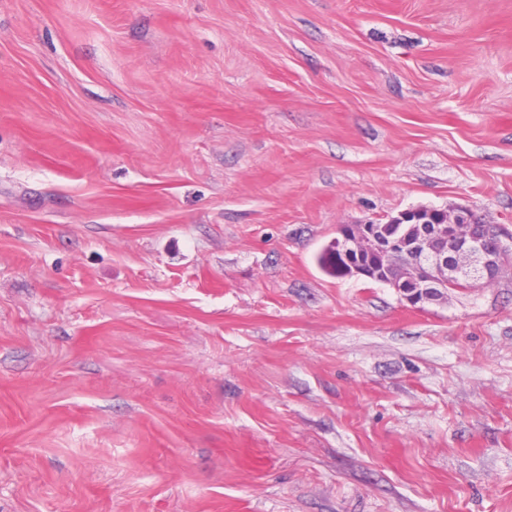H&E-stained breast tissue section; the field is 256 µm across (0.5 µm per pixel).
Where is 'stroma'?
Wrapping results in <instances>:
<instances>
[{
    "label": "stroma",
    "mask_w": 512,
    "mask_h": 512,
    "mask_svg": "<svg viewBox=\"0 0 512 512\" xmlns=\"http://www.w3.org/2000/svg\"><path fill=\"white\" fill-rule=\"evenodd\" d=\"M460 205L512 0H0V512H512V270L317 263Z\"/></svg>",
    "instance_id": "35a3bbf8"
}]
</instances>
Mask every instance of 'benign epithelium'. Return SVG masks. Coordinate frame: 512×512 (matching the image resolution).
<instances>
[{
  "mask_svg": "<svg viewBox=\"0 0 512 512\" xmlns=\"http://www.w3.org/2000/svg\"><path fill=\"white\" fill-rule=\"evenodd\" d=\"M333 239L344 272L372 279L365 261L381 266L389 285L412 307L448 300L455 281L475 286L473 272L482 283L497 281L512 257V239L500 228L484 224L467 208L411 209L384 224H340Z\"/></svg>",
  "mask_w": 512,
  "mask_h": 512,
  "instance_id": "benign-epithelium-1",
  "label": "benign epithelium"
}]
</instances>
